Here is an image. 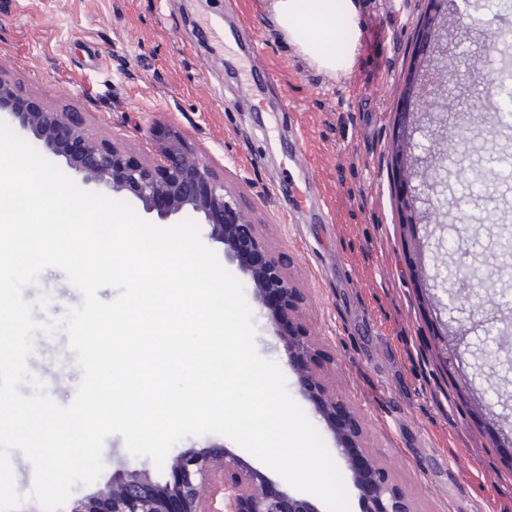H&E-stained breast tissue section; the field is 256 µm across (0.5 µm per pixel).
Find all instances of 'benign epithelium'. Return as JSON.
Wrapping results in <instances>:
<instances>
[{
    "mask_svg": "<svg viewBox=\"0 0 512 512\" xmlns=\"http://www.w3.org/2000/svg\"><path fill=\"white\" fill-rule=\"evenodd\" d=\"M403 98L402 122L415 109L427 111L431 95L414 96L406 89ZM0 112L11 114L21 130L63 157L72 173L94 191L105 196L129 193L145 214L163 222L185 212L199 215L209 227L210 239L224 245V258L251 282L254 299L266 310L304 394L314 400L321 417L332 422L336 458L347 465L362 512H412L385 468L371 460L362 470L354 466L349 449L366 448L362 422L317 378L311 367L316 351L313 340L294 324H284L286 316L299 312L297 288L256 225L227 194L224 179L183 134L149 127L155 157L137 159L113 142L89 137L78 113L45 108L26 98L19 82L1 68ZM434 284L448 295V310L474 317V310L447 289L440 275L434 276ZM167 467L168 478L163 482L147 470L119 469L111 482L74 502L69 512H323L297 492L270 487L261 472L225 447L181 454Z\"/></svg>",
    "mask_w": 512,
    "mask_h": 512,
    "instance_id": "benign-epithelium-1",
    "label": "benign epithelium"
}]
</instances>
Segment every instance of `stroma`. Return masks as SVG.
I'll return each mask as SVG.
<instances>
[{
	"mask_svg": "<svg viewBox=\"0 0 512 512\" xmlns=\"http://www.w3.org/2000/svg\"><path fill=\"white\" fill-rule=\"evenodd\" d=\"M361 29L383 24L387 44L358 43L346 71L330 75L274 32L270 0H0V67L44 106L81 113L88 133L140 158L156 124L181 131L223 177L226 191L269 248L282 256L304 297L299 321L319 350L316 370L364 419L369 453L415 512H512V459L502 447L512 372L481 371V328L452 322L432 286L436 269L460 262L477 275L503 261L502 226H512V181L462 194L488 139L512 153V129L497 127L483 94L485 44L504 35L512 0L490 12L451 0L442 51L466 53L470 69L445 72L435 91L446 111L423 117L416 143L457 152L448 177L402 219V179L418 185L431 169L396 163L402 92L428 0H363ZM257 35L251 48L225 39ZM291 111L280 109L281 102ZM301 140H294V133ZM323 194L328 222L308 199L283 222L306 186ZM458 195V207L446 203ZM58 269H44L23 297L38 321L57 320L81 294ZM256 348L275 361L292 398L326 448L336 438L301 392L260 308ZM64 331L37 334L30 373L65 403ZM467 343L460 361L447 346Z\"/></svg>",
	"mask_w": 512,
	"mask_h": 512,
	"instance_id": "stroma-1",
	"label": "stroma"
}]
</instances>
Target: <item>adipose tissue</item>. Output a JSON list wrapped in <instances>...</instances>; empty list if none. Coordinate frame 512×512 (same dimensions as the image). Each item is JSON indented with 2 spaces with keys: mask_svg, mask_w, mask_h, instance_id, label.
I'll use <instances>...</instances> for the list:
<instances>
[{
  "mask_svg": "<svg viewBox=\"0 0 512 512\" xmlns=\"http://www.w3.org/2000/svg\"><path fill=\"white\" fill-rule=\"evenodd\" d=\"M360 0H272L274 22L289 44L320 69L335 73L344 32L358 34Z\"/></svg>",
  "mask_w": 512,
  "mask_h": 512,
  "instance_id": "1",
  "label": "adipose tissue"
}]
</instances>
